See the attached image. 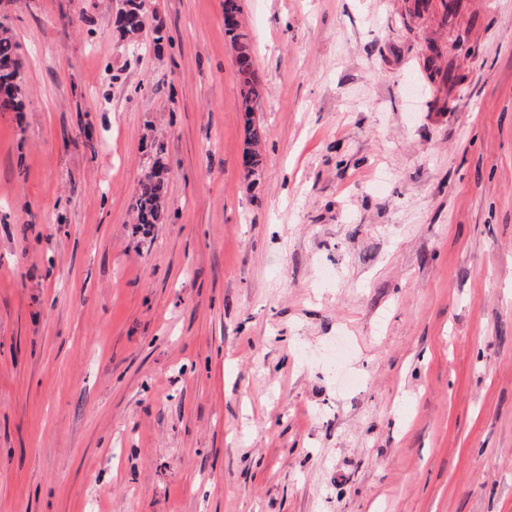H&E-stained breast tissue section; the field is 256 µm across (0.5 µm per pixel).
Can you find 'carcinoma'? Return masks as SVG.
I'll use <instances>...</instances> for the list:
<instances>
[{"label": "carcinoma", "mask_w": 512, "mask_h": 512, "mask_svg": "<svg viewBox=\"0 0 512 512\" xmlns=\"http://www.w3.org/2000/svg\"><path fill=\"white\" fill-rule=\"evenodd\" d=\"M243 11L242 0H224L225 34L235 53V64L239 78L240 98L243 112L248 116L247 139L244 155L254 172L263 171V159L259 150L263 130L251 119L255 105L264 96L265 87L257 74L249 34L238 18ZM115 27L121 37L138 43L140 49L161 50L170 40L163 26L154 25L145 31V14L141 0H122L115 17ZM147 32L146 42L140 41L142 32ZM25 84L22 77V62L19 45L8 33L0 32V112L23 110ZM168 169L162 158L153 162V168L144 174L134 203L137 223L159 224L164 219Z\"/></svg>", "instance_id": "obj_1"}]
</instances>
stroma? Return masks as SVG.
<instances>
[{
    "mask_svg": "<svg viewBox=\"0 0 512 512\" xmlns=\"http://www.w3.org/2000/svg\"><path fill=\"white\" fill-rule=\"evenodd\" d=\"M444 2L242 0L252 184L224 0H0V512H512V0ZM141 1L143 0H123L114 24L121 37L138 42V47L146 50L148 48L146 43L139 44L140 36L145 30V14ZM242 0H224L225 34L235 53V64L239 78L240 98L243 112L248 117L247 139L244 155L254 172H263V159L259 150L263 130L253 122L251 114L255 105L264 96L265 87L257 74L253 59L252 44L249 34L241 25ZM237 20L235 21V19ZM232 19L233 23L229 24ZM25 84L19 45L7 32H0V112H22ZM168 169L162 158L153 162V168L144 174L134 203L137 224H160L166 208Z\"/></svg>",
    "mask_w": 512,
    "mask_h": 512,
    "instance_id": "35a3bbf8",
    "label": "stroma"
}]
</instances>
